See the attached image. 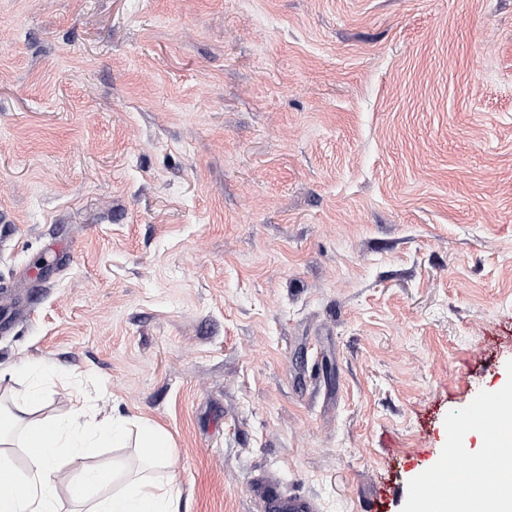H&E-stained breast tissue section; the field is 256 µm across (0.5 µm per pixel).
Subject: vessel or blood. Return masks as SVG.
Masks as SVG:
<instances>
[{"label": "vessel or blood", "instance_id": "obj_1", "mask_svg": "<svg viewBox=\"0 0 512 512\" xmlns=\"http://www.w3.org/2000/svg\"><path fill=\"white\" fill-rule=\"evenodd\" d=\"M482 428L486 436V449L477 456L466 454L459 444L472 428ZM512 431V407L503 403L502 395L474 393L461 415L448 421V446L434 468L421 470L413 490L416 512H432L444 499L456 501L458 512H471L472 503L483 495L512 499V481L502 479L503 464L512 451L502 446L504 435ZM466 466L478 477V484L452 487L446 480L448 471ZM261 512H318L315 501L301 495H284L272 479L251 483Z\"/></svg>", "mask_w": 512, "mask_h": 512}]
</instances>
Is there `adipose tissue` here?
I'll use <instances>...</instances> for the list:
<instances>
[{"label": "adipose tissue", "instance_id": "adipose-tissue-1", "mask_svg": "<svg viewBox=\"0 0 512 512\" xmlns=\"http://www.w3.org/2000/svg\"><path fill=\"white\" fill-rule=\"evenodd\" d=\"M39 387L15 397L0 409V512H60L68 498L78 512H177L174 481L140 477L120 462L100 468H77L73 461L86 448H121L130 438L127 422L92 414L79 392H71L72 407L65 416L41 415L46 386L59 373L39 368ZM137 446L142 459L170 468L173 452L164 430L139 420ZM18 446L29 460L25 471L5 462V450Z\"/></svg>", "mask_w": 512, "mask_h": 512}]
</instances>
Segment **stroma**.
Segmentation results:
<instances>
[{"instance_id":"1","label":"stroma","mask_w":512,"mask_h":512,"mask_svg":"<svg viewBox=\"0 0 512 512\" xmlns=\"http://www.w3.org/2000/svg\"><path fill=\"white\" fill-rule=\"evenodd\" d=\"M22 363L160 425L178 512H413L512 387V0H0ZM251 491L257 496L262 512H317L315 501L301 495L286 496L270 478L252 482Z\"/></svg>"}]
</instances>
